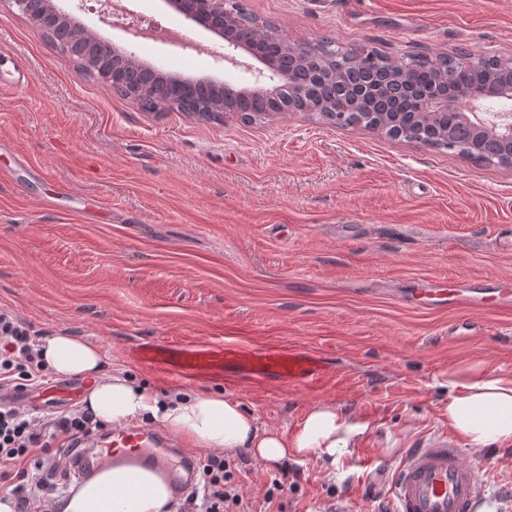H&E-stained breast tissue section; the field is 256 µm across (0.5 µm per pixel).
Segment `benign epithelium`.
<instances>
[{"instance_id":"obj_1","label":"benign epithelium","mask_w":512,"mask_h":512,"mask_svg":"<svg viewBox=\"0 0 512 512\" xmlns=\"http://www.w3.org/2000/svg\"><path fill=\"white\" fill-rule=\"evenodd\" d=\"M19 14L42 26L61 50L78 59L84 67L97 73L103 83L112 85V77L119 70H129L128 80L133 86L129 98L137 102L149 93L140 83L141 75L150 71L164 73L163 66L142 65L128 69L126 59L133 53L116 47H93L94 35L75 20L74 12L84 10L85 0H68L69 9L57 0H0ZM164 4L184 20L203 27L220 39L217 59L242 68L238 81L220 85L211 80H190L188 84L214 92L204 103L191 108L193 112L220 117L235 111L232 105L238 95L252 94L269 101V111L320 112L334 125L348 126L357 120L351 107L366 101H378L395 94L414 80V75L403 64L398 65L387 85L376 86L357 80L345 72L342 55L326 61L316 48L296 44L278 26L263 28V42L245 41L238 37L240 17L231 8L233 0H164ZM487 64V58L472 52H459L453 63L441 68L439 82L448 87L443 93L434 87L418 98L414 120L421 121L434 114L453 112L455 123L466 132L468 140L497 158L496 164L512 168V56L498 59L504 78L494 85L463 84L460 72L476 73ZM339 73L344 80L342 94L322 100L316 106L313 85L325 80L326 75Z\"/></svg>"}]
</instances>
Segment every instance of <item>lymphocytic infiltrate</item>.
Masks as SVG:
<instances>
[{
  "label": "lymphocytic infiltrate",
  "instance_id": "f902f5d3",
  "mask_svg": "<svg viewBox=\"0 0 512 512\" xmlns=\"http://www.w3.org/2000/svg\"><path fill=\"white\" fill-rule=\"evenodd\" d=\"M40 340L10 314L0 312V392L45 382L49 368ZM86 410L42 415L15 404L0 405V485L10 488L15 512H47L52 477L67 473L66 449L103 431ZM58 447H49V440ZM179 512H245L235 474L224 457L207 456L199 486L187 494Z\"/></svg>",
  "mask_w": 512,
  "mask_h": 512
}]
</instances>
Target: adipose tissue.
Wrapping results in <instances>:
<instances>
[{
	"label": "adipose tissue",
	"mask_w": 512,
	"mask_h": 512,
	"mask_svg": "<svg viewBox=\"0 0 512 512\" xmlns=\"http://www.w3.org/2000/svg\"><path fill=\"white\" fill-rule=\"evenodd\" d=\"M41 355L56 374L91 380L85 406L113 428L135 422L161 425L197 448L233 455L246 450L264 463H282L311 453L335 461L357 428L331 405L309 409L293 435L260 423L239 402L209 389L159 393L129 370H106L96 344L68 333L45 337ZM448 423L475 451L512 443V373L486 374L480 366L448 372ZM166 478L136 467L102 465L70 488L58 512H170Z\"/></svg>",
	"instance_id": "adipose-tissue-1"
}]
</instances>
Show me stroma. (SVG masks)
I'll list each match as a JSON object with an SVG mask.
<instances>
[{
    "mask_svg": "<svg viewBox=\"0 0 512 512\" xmlns=\"http://www.w3.org/2000/svg\"><path fill=\"white\" fill-rule=\"evenodd\" d=\"M295 43L372 48L395 61L463 47L512 54V0H243ZM189 76L237 78L213 57L136 47ZM0 310L34 336L96 342L110 366L167 390L125 354L164 337L294 344L327 354L316 389L206 381L293 434L331 404L359 427L326 465L231 456L252 512H389L369 495L405 451L449 432L448 371H512V307L413 299L422 279H512V170L316 114L249 122L145 110L0 7ZM24 164H17V157ZM70 195L47 205L51 182ZM479 324L451 339L454 323ZM467 461L490 477L476 512H512V444ZM288 481L267 498L270 480Z\"/></svg>",
    "mask_w": 512,
    "mask_h": 512,
    "instance_id": "1",
    "label": "stroma"
}]
</instances>
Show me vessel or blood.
<instances>
[{"label":"vessel or blood","mask_w":512,"mask_h":512,"mask_svg":"<svg viewBox=\"0 0 512 512\" xmlns=\"http://www.w3.org/2000/svg\"><path fill=\"white\" fill-rule=\"evenodd\" d=\"M419 291L435 295L441 303L460 300L474 307L512 305V284L497 280H438L421 284ZM127 356L137 364L198 380L245 378L257 385L276 382L304 388L319 386L331 365L327 356L302 347L256 346L233 339L192 343L156 339L130 348ZM41 392L45 404L52 407L79 398L78 389L63 382L44 385ZM107 461L152 467L180 495L198 480L196 457L176 441L130 430L106 441L93 437L69 450V478H88ZM482 489L476 466L467 463L454 440L442 434L408 449L397 474L382 492L394 503L396 512H475Z\"/></svg>","instance_id":"vessel-or-blood-1"}]
</instances>
